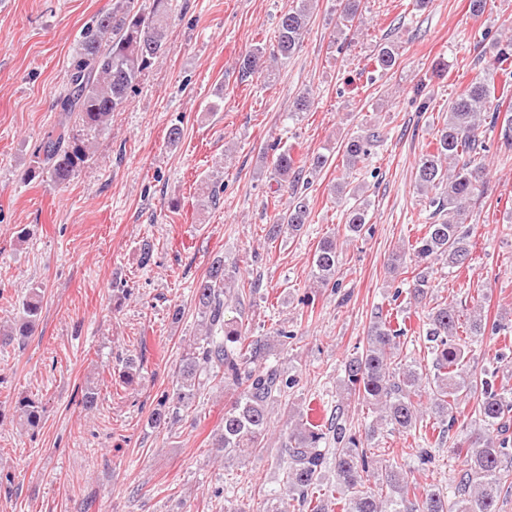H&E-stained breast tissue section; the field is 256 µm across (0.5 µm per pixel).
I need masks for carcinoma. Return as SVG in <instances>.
Masks as SVG:
<instances>
[{
    "mask_svg": "<svg viewBox=\"0 0 512 512\" xmlns=\"http://www.w3.org/2000/svg\"><path fill=\"white\" fill-rule=\"evenodd\" d=\"M136 0H113L112 10L99 16L81 35L79 48L69 71L67 93L58 100L63 120L56 132L39 143L33 170L48 171L51 181L63 185L91 153L88 143L70 136L69 120L77 116L88 132L100 133L112 114L127 107L130 93L141 76L164 52L168 37L171 0H152L148 12L136 8ZM315 0H296L279 21L276 44L272 51L257 46L241 56L238 72L246 80L256 73L273 81V65L292 57L299 50L312 18ZM336 20L339 31L353 26L359 19L360 0H339ZM491 70L512 68V35L492 40ZM397 61V49L390 42L379 44L377 71L386 73ZM496 95L494 79L476 77L448 104V116L436 132L434 151L421 154L415 166V183L432 208L434 218L424 225L422 236L409 244L420 268L411 271L407 294L414 303L424 306L432 288L428 272L421 266L432 262L450 268L465 267L470 256V233L463 229L470 206L482 197L485 167L482 162L487 144L483 133L500 128L502 146L512 148V109L503 108ZM380 136L352 134L344 139L338 152L342 158L341 181L333 192L344 198L345 237H360L366 230L370 200L358 194L350 178L356 166L372 153ZM330 156L318 154L297 158L284 148L272 161L270 179L274 192H290L291 200L283 214L268 226L267 237L276 240L288 233H300L309 223L310 208L301 188L304 170L325 167ZM202 206L220 202V187L209 179L201 182ZM340 244L336 234L322 238L313 255L310 280L315 288H338L336 273ZM255 289L239 283L236 266L224 258L214 259L206 275L196 283L195 299L201 314L204 336L185 352L176 367L172 391L164 392L153 409L151 428L172 426L194 406L198 392L209 380H219L234 391L230 406L224 409V423L213 443L224 454V464L234 465L264 447L271 415L282 406L295 380L278 368L265 365L274 346L287 345L289 331L280 329L276 340L269 336H251L243 320L225 318L227 310H242L245 299ZM480 302L466 317L455 303H440L427 310L422 333L429 342L433 373H425L403 354L409 329L403 322L392 325L391 312L378 310L363 337L362 348L342 362L343 391L355 396L376 413L365 431L372 440L379 430L409 433L423 426L425 417L436 420L441 432L459 424L461 406L472 404L489 432H473L458 443L454 454L464 457L465 469L460 478L459 512H498L502 490L512 489L505 462L512 458V398L500 392L495 372L465 370V350L459 340L485 335L487 317L481 314ZM23 315L5 334L1 344L23 343L31 336L42 311V295L31 289L22 302ZM141 359H126L122 368L124 384L137 382ZM19 414L31 428L39 427L43 417L41 402L24 399ZM284 441V486L286 495L308 512H329L325 499L314 497L322 469L333 463L338 484L347 492L344 512H448V501L440 490L427 488L412 492L415 480L394 466L379 472L380 461L369 456L363 442L350 433L342 414L327 428L304 420V414L287 410ZM335 444L334 452L327 445Z\"/></svg>",
    "mask_w": 512,
    "mask_h": 512,
    "instance_id": "cac0c4a2",
    "label": "carcinoma"
}]
</instances>
